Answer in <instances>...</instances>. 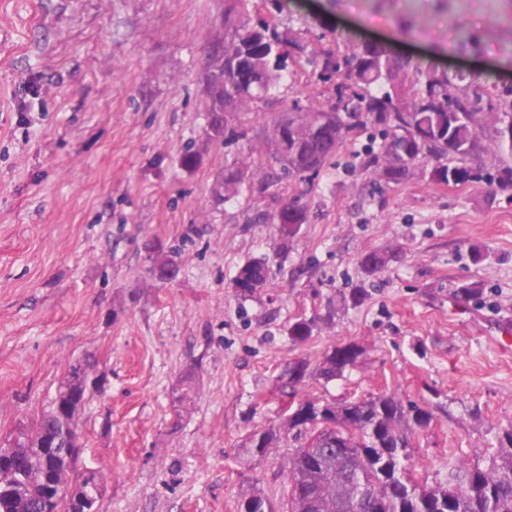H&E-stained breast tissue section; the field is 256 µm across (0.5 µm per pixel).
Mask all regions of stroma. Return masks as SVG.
Returning <instances> with one entry per match:
<instances>
[{"label":"stroma","mask_w":512,"mask_h":512,"mask_svg":"<svg viewBox=\"0 0 512 512\" xmlns=\"http://www.w3.org/2000/svg\"><path fill=\"white\" fill-rule=\"evenodd\" d=\"M279 18L302 48L296 77L227 146L204 134L224 0H0V444L48 410L68 361L93 356L106 384L80 421L79 465L98 473L99 512H237L254 477L284 512L283 453L249 466L238 448L275 418L283 363L340 343L363 349L357 365L304 394L429 408L411 436L418 477L488 465L512 427V190L436 184L420 164L384 183L364 169L365 131L272 195L215 194L227 163L279 171L266 117L334 101L303 64L340 35L343 51L391 44L495 90L493 125L512 110V0H283ZM453 23L476 46L454 48ZM296 195L310 221L294 236L252 223ZM158 245L179 254L174 281L149 272ZM389 248L398 261L361 267ZM260 257L267 285L237 296L238 268ZM313 317L292 343L289 326ZM188 372L195 397L178 413Z\"/></svg>","instance_id":"obj_1"}]
</instances>
